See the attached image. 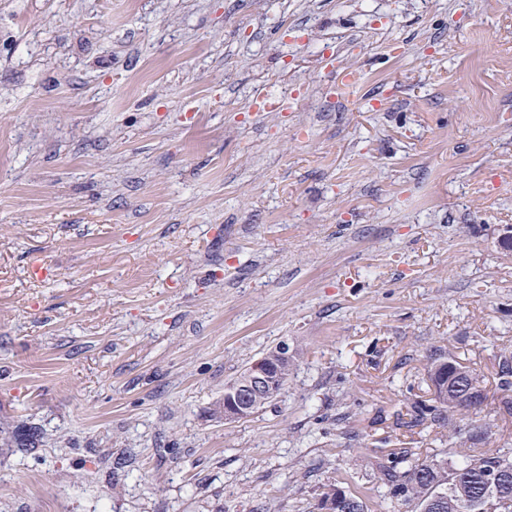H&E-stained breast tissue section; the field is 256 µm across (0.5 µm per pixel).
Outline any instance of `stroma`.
I'll list each match as a JSON object with an SVG mask.
<instances>
[{"label":"stroma","mask_w":512,"mask_h":512,"mask_svg":"<svg viewBox=\"0 0 512 512\" xmlns=\"http://www.w3.org/2000/svg\"><path fill=\"white\" fill-rule=\"evenodd\" d=\"M507 224L512 0H0V512H381L437 350L512 433ZM281 360L287 363H292L294 360V354L290 352L288 344H282L272 353L263 355L251 364L246 373L244 372L245 374H241L229 383L231 385L228 384L229 386L224 388L225 422L251 416L258 406L271 401L279 394L282 389V386L278 387V380H280L278 365ZM242 376L239 382L232 384ZM498 368L503 410L505 413L512 414V396L509 394L512 392V355L507 351L500 353ZM332 490H336V497L333 503L329 504V509H325L322 512H333V508H336L335 512H369V506L367 504L366 499L360 494L352 491L346 490L344 487L339 485L338 482L336 484H328L325 485L319 494L317 503H316V511L320 510V506L323 502H326L331 495ZM342 496V499L339 500V496ZM342 504V506H341Z\"/></svg>","instance_id":"1"}]
</instances>
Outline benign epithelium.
Instances as JSON below:
<instances>
[{"instance_id":"7a95c632","label":"benign epithelium","mask_w":512,"mask_h":512,"mask_svg":"<svg viewBox=\"0 0 512 512\" xmlns=\"http://www.w3.org/2000/svg\"><path fill=\"white\" fill-rule=\"evenodd\" d=\"M293 360L294 354L285 343L252 363L239 382L224 388V421L245 419L275 398L279 394L278 365Z\"/></svg>"}]
</instances>
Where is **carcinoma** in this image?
I'll list each match as a JSON object with an SVG mask.
<instances>
[{
    "label": "carcinoma",
    "instance_id": "obj_1",
    "mask_svg": "<svg viewBox=\"0 0 512 512\" xmlns=\"http://www.w3.org/2000/svg\"><path fill=\"white\" fill-rule=\"evenodd\" d=\"M498 368L503 410L512 414V355L500 353ZM427 374L432 398L412 403V415L404 427L411 431L429 421L455 429L457 420L466 417L464 439L470 448L452 465L436 456L420 460L415 448L375 457L378 481L391 512H489L486 506L496 501L507 504L504 512H512V448L492 455L478 452V445L493 436L491 425L478 419L487 402L482 376L449 353L430 357ZM496 472L497 482L487 481ZM333 491L340 496L336 512H369L363 496L337 483L323 487L316 506Z\"/></svg>",
    "mask_w": 512,
    "mask_h": 512
}]
</instances>
